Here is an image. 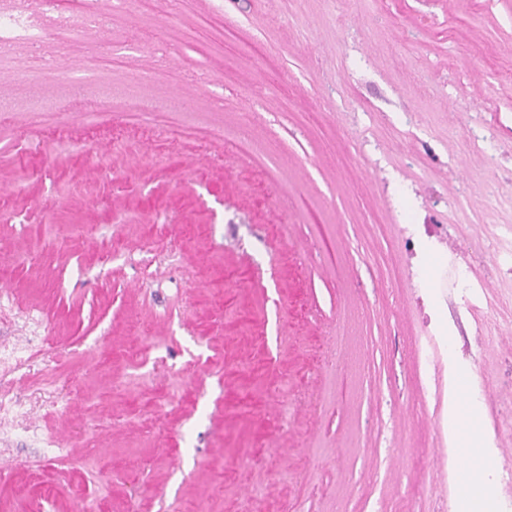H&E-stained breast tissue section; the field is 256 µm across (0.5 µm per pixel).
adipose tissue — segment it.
<instances>
[{"label": "adipose tissue", "instance_id": "obj_1", "mask_svg": "<svg viewBox=\"0 0 512 512\" xmlns=\"http://www.w3.org/2000/svg\"><path fill=\"white\" fill-rule=\"evenodd\" d=\"M451 393L448 398V412L444 424L448 436L455 447L464 451L474 462L475 468H483L486 464L484 449L488 445L485 430L477 426L478 410L464 396L461 387L467 377L466 371L459 365L449 367Z\"/></svg>", "mask_w": 512, "mask_h": 512}]
</instances>
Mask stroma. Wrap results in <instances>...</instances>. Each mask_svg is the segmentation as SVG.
Here are the masks:
<instances>
[{"label":"stroma","instance_id":"stroma-1","mask_svg":"<svg viewBox=\"0 0 512 512\" xmlns=\"http://www.w3.org/2000/svg\"><path fill=\"white\" fill-rule=\"evenodd\" d=\"M106 36L130 60L112 98L64 96L79 57L50 38L0 78L61 98L0 112V168L30 174L0 183V341L43 349L0 368V512L48 490L58 512H239L254 488L266 512H459L441 363L486 376L481 413L512 420V279L490 271L512 224V0H159L156 22L130 10ZM148 37L191 74L188 111H155L175 88ZM145 122L177 142L113 164V131ZM459 265L502 301L488 330ZM230 310L249 323L228 342ZM36 432L96 482L30 469Z\"/></svg>","mask_w":512,"mask_h":512}]
</instances>
